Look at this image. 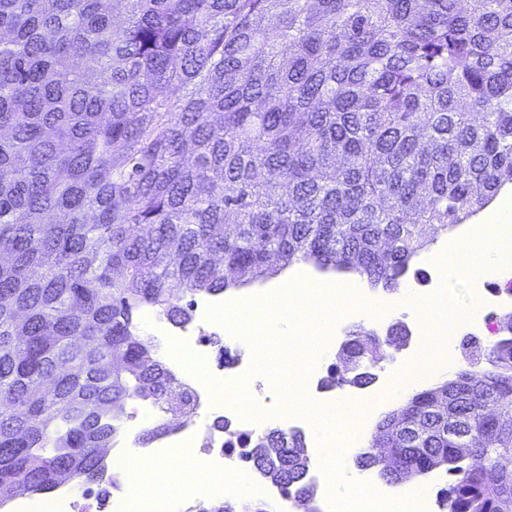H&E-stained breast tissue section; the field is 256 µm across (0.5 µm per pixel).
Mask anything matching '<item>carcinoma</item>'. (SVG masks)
<instances>
[{
    "mask_svg": "<svg viewBox=\"0 0 512 512\" xmlns=\"http://www.w3.org/2000/svg\"><path fill=\"white\" fill-rule=\"evenodd\" d=\"M509 184L512 0H0V504L100 483L130 399L172 412L145 444L193 410L135 311L182 327L272 256L393 291ZM406 342L352 335L325 385ZM491 355L358 467H444L443 512H512V338ZM240 447L311 512L301 432Z\"/></svg>",
    "mask_w": 512,
    "mask_h": 512,
    "instance_id": "1",
    "label": "carcinoma"
}]
</instances>
